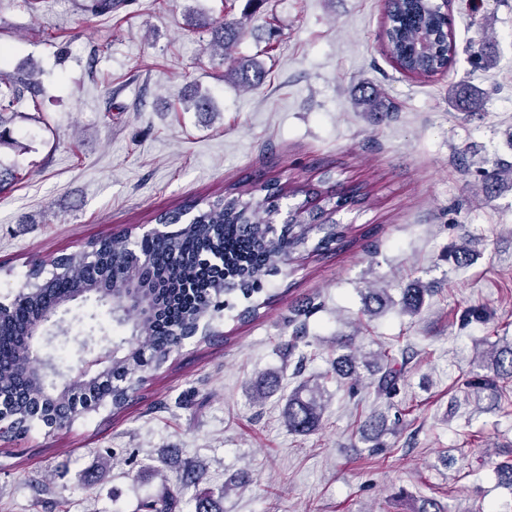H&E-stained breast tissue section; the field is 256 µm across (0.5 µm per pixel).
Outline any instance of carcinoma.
<instances>
[{
    "label": "carcinoma",
    "instance_id": "carcinoma-1",
    "mask_svg": "<svg viewBox=\"0 0 512 512\" xmlns=\"http://www.w3.org/2000/svg\"><path fill=\"white\" fill-rule=\"evenodd\" d=\"M241 35L238 24L226 22L213 28L212 44L224 49ZM423 35L431 46L427 55L416 51ZM385 37L390 57L406 73L433 74L447 68L451 60L448 16L435 0H388ZM239 74L249 87H257L264 80L263 71L246 62L239 65ZM31 104H37L36 94L26 84L0 90V118ZM261 190L264 196L258 199L243 200L227 193L214 201L161 214L158 223L178 225L173 233L161 237H143L135 242L128 235L93 239L83 250L71 254L59 267L58 275L37 295L5 309L0 318V393L12 401L15 416L29 418L18 398L34 386L44 392L43 413L59 410L53 388L34 375L40 368L33 367L24 341L29 323L42 310L89 294L112 300V321L119 326L132 322L131 337L113 345L112 378L123 380L131 389L146 365L163 363L172 349L181 345L182 328L187 322L201 316L213 319L230 305L229 297L233 295L251 301L242 316L254 315L264 278L276 273L278 265L306 242L310 229L297 232L296 225L312 224L323 233L313 247L315 252L340 237L339 225L319 223L320 213L302 204L293 212L294 223L281 228L278 243L271 244L267 238L271 228L264 216L278 208L280 189L268 182ZM428 292L420 285L404 289L402 310L417 312ZM368 300L376 304L365 309L373 317L385 310L390 297L387 289L372 288ZM378 357L385 361V368L373 385L378 395L391 400L399 392L400 376L394 369L397 359L387 350L379 352ZM478 359L487 373L466 380L468 394L477 397L485 391H497L501 389L500 381L512 379L511 342ZM336 369L349 380L350 392L357 393L353 357L338 356ZM323 410L320 385L302 384L288 395L285 404L288 429L296 434L317 430ZM360 431L376 440L374 447L382 448L379 438L388 431V419L371 414L361 422ZM176 503V495L169 493L145 502L143 509L175 512Z\"/></svg>",
    "mask_w": 512,
    "mask_h": 512
}]
</instances>
